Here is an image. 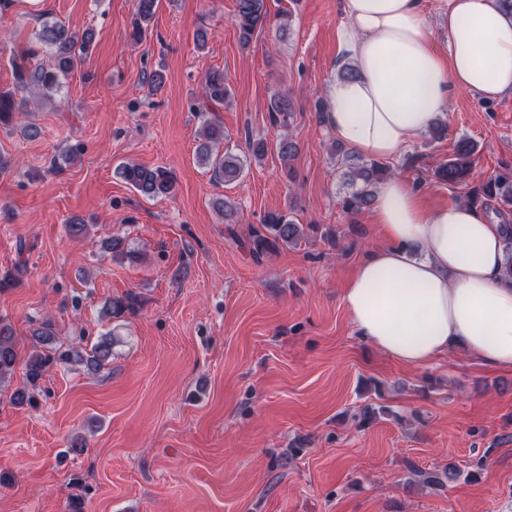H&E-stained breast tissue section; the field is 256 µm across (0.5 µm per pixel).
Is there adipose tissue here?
Here are the masks:
<instances>
[{
  "label": "adipose tissue",
  "instance_id": "ef3b65f1",
  "mask_svg": "<svg viewBox=\"0 0 512 512\" xmlns=\"http://www.w3.org/2000/svg\"><path fill=\"white\" fill-rule=\"evenodd\" d=\"M448 49L436 47L427 0H343L327 124L369 159L404 156L448 111L456 91L484 100L512 91V13L499 0H438ZM372 220L387 241L342 291L357 336L392 360L422 367L464 348L512 370V279L501 273L500 224L466 203L425 208L399 176L375 191Z\"/></svg>",
  "mask_w": 512,
  "mask_h": 512
}]
</instances>
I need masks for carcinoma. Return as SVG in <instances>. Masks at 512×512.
<instances>
[{
  "instance_id": "1",
  "label": "carcinoma",
  "mask_w": 512,
  "mask_h": 512,
  "mask_svg": "<svg viewBox=\"0 0 512 512\" xmlns=\"http://www.w3.org/2000/svg\"><path fill=\"white\" fill-rule=\"evenodd\" d=\"M157 0H136L133 18L132 38L140 40L145 35L156 12ZM269 13L267 0H237L234 24L239 43L246 49L252 43L255 33L264 29ZM37 46H31L12 61L17 87L24 90L30 87L45 94L57 92L69 74L87 57L91 47V34L79 33L68 25L45 19L36 35ZM51 51L54 63L46 66L38 60L39 47ZM203 92L207 101L222 103L230 97V90L224 82V72L212 70L205 76ZM24 100L15 94L0 92V128L10 125L17 113L23 111ZM204 142L198 150V160L210 168L217 181L233 182L244 172L245 161L229 150L219 151L218 145L224 140V127L215 118L206 117L200 112ZM270 125L288 129V97L275 92L268 106ZM277 156L284 168L292 169L291 162L297 153L296 144L283 134L276 145ZM475 146L468 140L457 143L453 156L435 170V177L448 185H458L466 180L472 170ZM120 175L134 189L149 197L167 196L175 185L174 175L161 167L147 168L137 164L120 167ZM390 167L378 163H363L356 167L348 166L343 172L345 183L351 191L341 199V209L348 214H356L372 204L374 189L378 183L392 176ZM465 202L486 207L495 204L500 213L512 212V176L499 174L492 176L471 188ZM307 238L305 227L294 222L282 212H269L261 223L252 224L248 229V250L254 260L259 261L270 253L296 246ZM139 305L138 294L130 291L115 296L106 305L105 314L118 319L136 311ZM32 338L41 349L33 350L25 360H20L14 329L0 318V383L10 379L17 367H23L24 385L15 390L11 404L18 407L38 405V395L44 374L54 365H81L89 370H98L112 358V338L100 337L97 343L86 349L81 344L55 343L53 323L45 319L32 331ZM409 471L417 481L425 486L444 485L443 479L450 481L460 476L453 466L443 470V474L424 472L414 467Z\"/></svg>"
}]
</instances>
